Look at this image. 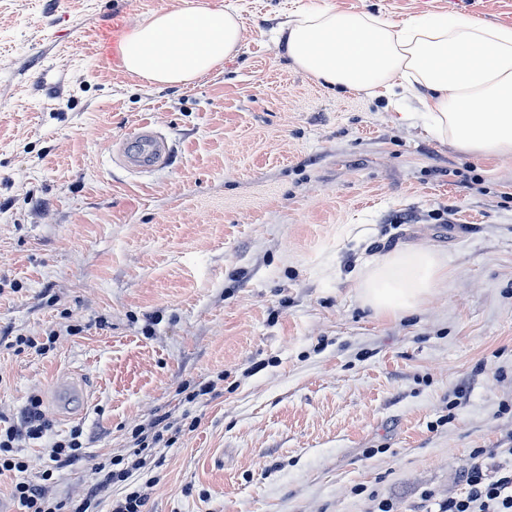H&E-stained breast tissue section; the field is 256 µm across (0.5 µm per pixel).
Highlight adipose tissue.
I'll list each match as a JSON object with an SVG mask.
<instances>
[{"label": "adipose tissue", "instance_id": "obj_1", "mask_svg": "<svg viewBox=\"0 0 512 512\" xmlns=\"http://www.w3.org/2000/svg\"><path fill=\"white\" fill-rule=\"evenodd\" d=\"M231 7L196 0L162 10L121 45L123 70L157 86H187L222 68L242 45ZM280 52L325 85L375 97H414L427 133L458 151L512 156V27L463 14L395 22L325 5L296 14L276 32ZM448 276L440 253L398 245L366 260L355 281L362 307L378 315L420 309Z\"/></svg>", "mask_w": 512, "mask_h": 512}]
</instances>
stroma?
Masks as SVG:
<instances>
[{"mask_svg": "<svg viewBox=\"0 0 512 512\" xmlns=\"http://www.w3.org/2000/svg\"><path fill=\"white\" fill-rule=\"evenodd\" d=\"M178 2L0 0V426L33 394L49 421L24 480L77 428L56 491L85 492L153 422L147 512H436L474 454L512 466V157L432 139L416 100L320 85L274 40L324 3L512 26V0H211L241 17L236 58L185 87L130 77L113 16ZM145 123L171 155L133 172L118 146ZM404 243L448 283L372 315L354 279ZM63 378L77 410L51 402ZM82 432L80 429H74L68 438L54 442L49 451L51 461L55 462L56 468L70 465L81 456L83 448L80 437Z\"/></svg>", "mask_w": 512, "mask_h": 512, "instance_id": "35a3bbf8", "label": "stroma"}]
</instances>
